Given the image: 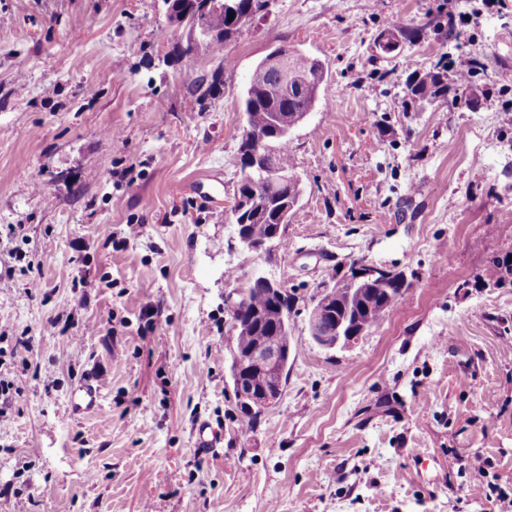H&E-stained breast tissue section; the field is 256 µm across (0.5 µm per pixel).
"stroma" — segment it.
Returning a JSON list of instances; mask_svg holds the SVG:
<instances>
[{"instance_id":"35a3bbf8","label":"stroma","mask_w":512,"mask_h":512,"mask_svg":"<svg viewBox=\"0 0 512 512\" xmlns=\"http://www.w3.org/2000/svg\"><path fill=\"white\" fill-rule=\"evenodd\" d=\"M185 44L160 0H0V357L21 386L0 417V512H499L459 460L512 487V275L491 264L512 258V0H273L221 53ZM278 45L326 77L290 137L286 244L260 261L227 207L244 87ZM461 56L480 67L405 106ZM361 262L403 274V297L321 348L311 299ZM258 265L294 298L293 356L247 432L225 297ZM89 373L103 408L71 414ZM201 419L220 453L197 452ZM445 92H448V75L430 71L418 82L407 86L405 105L410 104L416 111L423 112Z\"/></svg>"}]
</instances>
